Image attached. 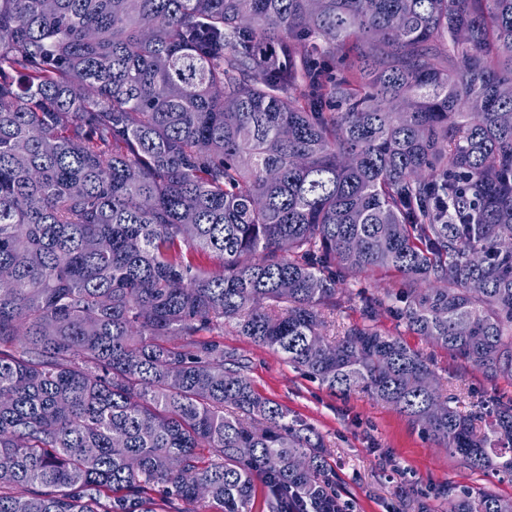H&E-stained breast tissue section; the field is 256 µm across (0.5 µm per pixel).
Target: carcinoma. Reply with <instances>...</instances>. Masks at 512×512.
Listing matches in <instances>:
<instances>
[{"mask_svg":"<svg viewBox=\"0 0 512 512\" xmlns=\"http://www.w3.org/2000/svg\"><path fill=\"white\" fill-rule=\"evenodd\" d=\"M506 113L512 0H0V512H341L226 324L511 475L512 399L374 325L512 382ZM400 280L398 273L390 270H377L369 276L365 274H351L346 281V284L341 288H367L369 292L380 291L383 292L384 288H393ZM358 301L357 302H348L346 299L342 298V301L339 305L336 306V312L330 317H328L329 327L327 329V334L333 338L334 336H341L344 328L350 323L358 320ZM375 326L383 333L400 336L413 349L431 355L443 393L455 394L458 401L454 405L463 413L479 411L481 406L484 407L482 411H486L487 402L493 398H512V384L503 379L493 381L486 378L478 368L461 362L447 351L407 331L387 311L379 312Z\"/></svg>","mask_w":512,"mask_h":512,"instance_id":"obj_1","label":"carcinoma"}]
</instances>
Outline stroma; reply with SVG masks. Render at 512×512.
<instances>
[{"label": "stroma", "mask_w": 512, "mask_h": 512, "mask_svg": "<svg viewBox=\"0 0 512 512\" xmlns=\"http://www.w3.org/2000/svg\"><path fill=\"white\" fill-rule=\"evenodd\" d=\"M375 325L432 356L443 391L457 396L460 411L475 412L490 399L512 398V383L486 378L478 368L407 331L387 311L379 312ZM224 346L243 359L259 393L320 433L341 500L350 512H407L417 497L430 500L437 512H446L448 502L437 492L447 486L459 493L489 490L512 498V476L469 469L407 417L369 394L359 390L345 397L332 394L280 354L229 327L224 330Z\"/></svg>", "instance_id": "35a3bbf8"}]
</instances>
